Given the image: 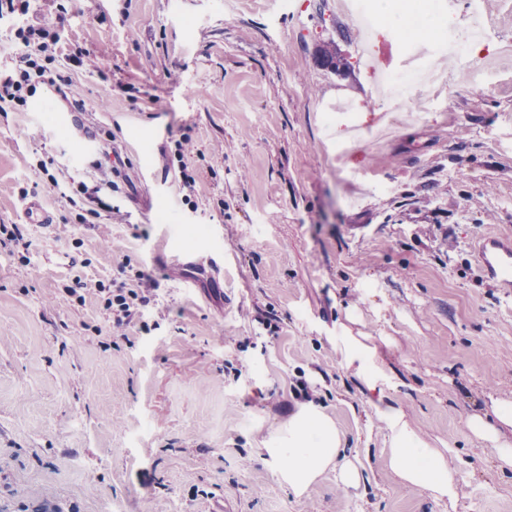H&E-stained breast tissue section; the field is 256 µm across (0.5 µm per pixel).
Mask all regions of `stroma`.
Returning a JSON list of instances; mask_svg holds the SVG:
<instances>
[{"label":"stroma","instance_id":"1","mask_svg":"<svg viewBox=\"0 0 512 512\" xmlns=\"http://www.w3.org/2000/svg\"><path fill=\"white\" fill-rule=\"evenodd\" d=\"M337 2L33 0L0 18V69L23 47L15 31L52 12L107 73L59 66L82 111L41 89L0 111V224L23 236L0 247V512H40L48 490L62 512H448L384 465L382 394L444 444L458 512H512V470L465 424L512 400V288L472 248L512 232V0H484L480 52L436 54L441 86L347 152L401 63L393 21L416 6L377 0L363 48ZM329 44L335 72L316 62ZM105 143L121 176L92 167ZM96 177L113 179L122 218L105 245L61 197ZM32 200L52 227L26 219ZM126 264L157 282L144 329L110 335L98 300L55 298ZM340 336L372 338L381 393L346 369ZM310 401L360 450L359 490L329 471L298 496L259 458Z\"/></svg>","mask_w":512,"mask_h":512}]
</instances>
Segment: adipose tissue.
Returning a JSON list of instances; mask_svg holds the SVG:
<instances>
[{
  "mask_svg": "<svg viewBox=\"0 0 512 512\" xmlns=\"http://www.w3.org/2000/svg\"><path fill=\"white\" fill-rule=\"evenodd\" d=\"M343 362L354 377L370 391L378 390L387 376L375 346L356 336L336 339ZM494 421L470 415L466 426L471 434L494 448L501 465L512 468V442L503 431L512 428V402H491ZM376 412L385 424V462L395 482L420 490L428 498L456 505L457 487L452 470L438 442H428L408 423L402 411L381 401ZM261 453L272 466L281 484L294 494H304L329 470L347 489L358 488L363 479V464L355 453H347L346 441L331 418L319 405L307 403L288 421L281 435L268 441Z\"/></svg>",
  "mask_w": 512,
  "mask_h": 512,
  "instance_id": "ef3b65f1",
  "label": "adipose tissue"
}]
</instances>
